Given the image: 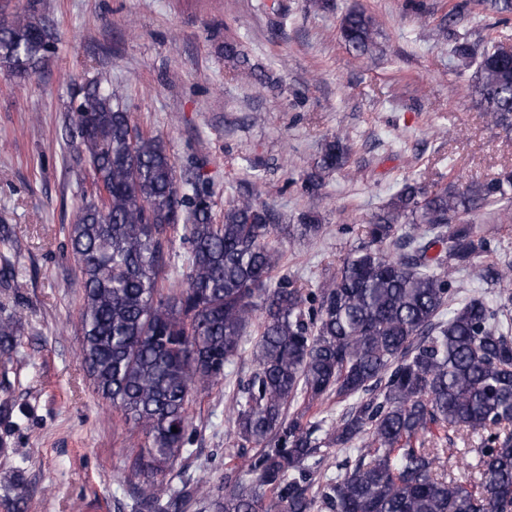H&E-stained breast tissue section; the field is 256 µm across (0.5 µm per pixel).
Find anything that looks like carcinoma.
<instances>
[{
  "mask_svg": "<svg viewBox=\"0 0 512 512\" xmlns=\"http://www.w3.org/2000/svg\"><path fill=\"white\" fill-rule=\"evenodd\" d=\"M482 5L512 14V0ZM377 30L359 10L339 26L357 57L373 54ZM54 43L37 0L0 17V69L10 76L36 73ZM453 52L465 65L479 58L476 102L494 126L512 128V58L466 40ZM224 58L257 78L238 44L224 42ZM63 128L71 167L92 178L68 231L83 288L81 356L94 391L145 436L138 469L163 473L190 452L193 395L246 352L254 365L232 396L236 445L255 449L246 464L225 469L215 491L137 486L134 512H512V262L478 268L499 287L491 299L461 296L456 280L492 252L464 217L512 201V170L463 190L405 182L368 225L369 241L311 289L272 281L281 254L269 239L288 231L274 209L231 193L216 210L203 172L178 171L162 136L135 124L118 93L74 83ZM350 154L345 138L326 140L305 191L317 193ZM298 221L302 237L320 231L312 211ZM177 237L188 254L172 273ZM20 346V318L1 313L0 361ZM301 399L336 403V422L302 423L289 413ZM433 427L479 437L478 448L457 449L475 453L474 481L448 474V449L426 444ZM331 448L345 453L334 476L320 472ZM28 500L18 469L0 506L27 512Z\"/></svg>",
  "mask_w": 512,
  "mask_h": 512,
  "instance_id": "1",
  "label": "carcinoma"
}]
</instances>
